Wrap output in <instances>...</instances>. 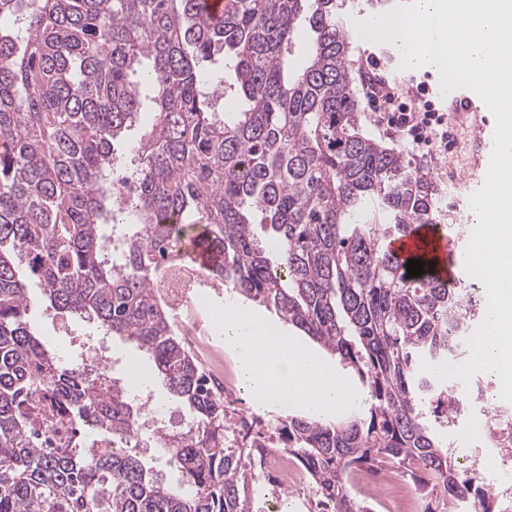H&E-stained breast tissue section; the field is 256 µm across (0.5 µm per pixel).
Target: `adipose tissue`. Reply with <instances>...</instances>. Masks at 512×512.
<instances>
[{
    "label": "adipose tissue",
    "instance_id": "1",
    "mask_svg": "<svg viewBox=\"0 0 512 512\" xmlns=\"http://www.w3.org/2000/svg\"><path fill=\"white\" fill-rule=\"evenodd\" d=\"M220 323L242 382L264 401L318 414H335L360 401L346 376L314 357L293 337L278 334L261 317L228 305Z\"/></svg>",
    "mask_w": 512,
    "mask_h": 512
}]
</instances>
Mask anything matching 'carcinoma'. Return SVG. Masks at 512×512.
I'll use <instances>...</instances> for the list:
<instances>
[{
	"instance_id": "cac0c4a2",
	"label": "carcinoma",
	"mask_w": 512,
	"mask_h": 512,
	"mask_svg": "<svg viewBox=\"0 0 512 512\" xmlns=\"http://www.w3.org/2000/svg\"><path fill=\"white\" fill-rule=\"evenodd\" d=\"M346 7L229 0L216 20L204 0H0V512H263L253 486L272 451L307 471L314 512H370L350 476L377 463L426 497L439 487L495 512L494 492L429 426L433 413L466 416L480 381L424 369L467 355L477 287L450 286L423 256L409 278L387 248L433 224L442 190L363 132ZM298 44L307 57L293 67ZM146 100L152 121L127 164L115 145ZM127 182L130 205L113 206ZM107 224L122 240L117 267ZM199 229L222 255L211 279L354 373L364 399L348 418L259 417L233 447L237 423L149 285ZM18 258L51 307L135 343L185 408L184 427L157 437L177 486L130 446L129 371L64 367L37 336ZM91 420L118 447L78 453Z\"/></svg>"
}]
</instances>
